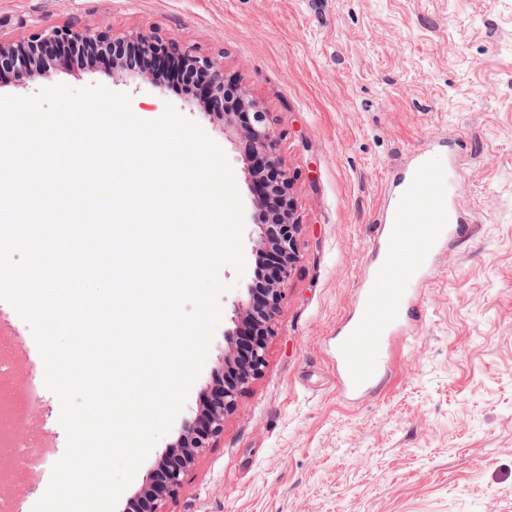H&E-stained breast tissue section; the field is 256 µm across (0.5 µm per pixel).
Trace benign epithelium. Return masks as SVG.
Returning a JSON list of instances; mask_svg holds the SVG:
<instances>
[{
    "label": "benign epithelium",
    "instance_id": "obj_1",
    "mask_svg": "<svg viewBox=\"0 0 512 512\" xmlns=\"http://www.w3.org/2000/svg\"><path fill=\"white\" fill-rule=\"evenodd\" d=\"M121 44L119 39L74 27L53 28L16 44L0 41V83L24 75L32 76L34 67L41 64V55L47 50L94 47L97 59L110 61L116 58L112 50ZM136 47L148 61L163 55L187 60L192 64L195 81L203 86L206 96L222 100L224 93L229 92L234 97L236 112L252 114L251 121L243 127L238 124L235 112L224 113V136L246 140L251 149L250 181L265 184L267 190L276 193L282 201L279 210L262 217L256 236L252 238V253L257 260H263L270 252L278 255V275L268 282H260L261 303L255 302V289L249 288L246 298L233 304L232 322L246 321L253 329L247 359H240L232 347L222 353L219 363L224 366V375L203 395L204 411L187 428L182 445H171L162 452L160 469L163 470V481L150 480L138 496L142 503L138 512H159V502L177 494L190 466L224 431V420L235 410L239 395L266 367L267 339L275 333V317L297 260V236L301 224L295 217V176L282 161L280 136L269 121L268 112L249 89L225 75L223 62L214 57L194 55L183 49L174 38L162 37L155 32L142 34L137 37Z\"/></svg>",
    "mask_w": 512,
    "mask_h": 512
}]
</instances>
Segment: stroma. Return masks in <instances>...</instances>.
I'll list each match as a JSON object with an SVG mask.
<instances>
[{"mask_svg": "<svg viewBox=\"0 0 512 512\" xmlns=\"http://www.w3.org/2000/svg\"><path fill=\"white\" fill-rule=\"evenodd\" d=\"M76 26L177 38L224 62L260 99L296 175L302 229L267 364L224 431L160 512H512V0H0V40ZM101 84L140 119L166 105L224 150L251 240L259 195L244 144L224 116L189 104L159 77L107 66L52 67L0 87L29 96L55 84ZM425 150L468 230L431 258L418 312L387 343L375 388L344 394L336 331L352 312L379 215L412 203L402 178ZM221 304L205 366L171 430L152 448L115 512H127L162 452L220 375L227 314L256 280L253 253ZM15 425L66 434L51 391Z\"/></svg>", "mask_w": 512, "mask_h": 512, "instance_id": "1", "label": "stroma"}]
</instances>
